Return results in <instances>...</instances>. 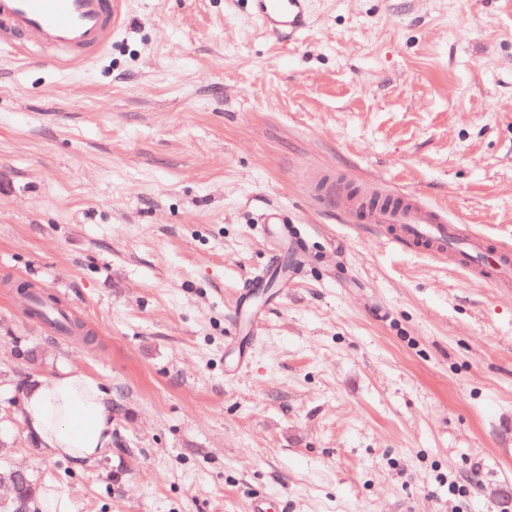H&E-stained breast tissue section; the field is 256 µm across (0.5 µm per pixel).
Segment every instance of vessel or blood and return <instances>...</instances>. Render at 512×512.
<instances>
[{
  "mask_svg": "<svg viewBox=\"0 0 512 512\" xmlns=\"http://www.w3.org/2000/svg\"><path fill=\"white\" fill-rule=\"evenodd\" d=\"M257 18L274 37H292L307 25V0H251ZM120 0H0V42H32L80 65L103 51L119 19ZM327 203H341L354 220L372 225L390 243L453 261L487 285L512 282V251L492 248L463 234L447 212L413 193L402 201H381L336 193L335 178L319 187Z\"/></svg>",
  "mask_w": 512,
  "mask_h": 512,
  "instance_id": "1",
  "label": "vessel or blood"
}]
</instances>
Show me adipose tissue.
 <instances>
[{
    "mask_svg": "<svg viewBox=\"0 0 512 512\" xmlns=\"http://www.w3.org/2000/svg\"><path fill=\"white\" fill-rule=\"evenodd\" d=\"M23 406L29 430L52 456L90 460L111 442L112 406L100 384L81 369L38 377Z\"/></svg>",
    "mask_w": 512,
    "mask_h": 512,
    "instance_id": "adipose-tissue-1",
    "label": "adipose tissue"
}]
</instances>
